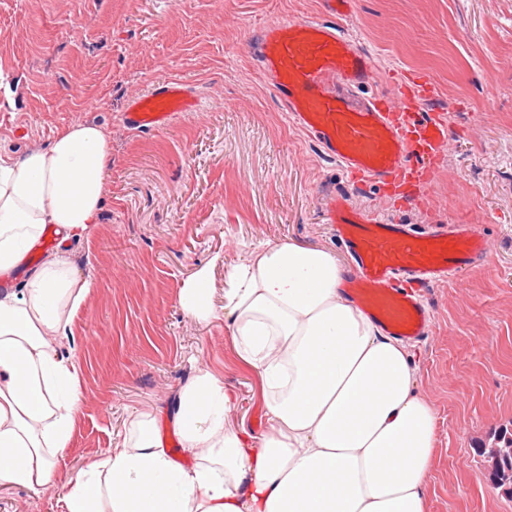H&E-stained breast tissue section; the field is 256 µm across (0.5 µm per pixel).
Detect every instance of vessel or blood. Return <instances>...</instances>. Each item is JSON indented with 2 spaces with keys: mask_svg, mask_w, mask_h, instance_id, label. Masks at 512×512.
Instances as JSON below:
<instances>
[{
  "mask_svg": "<svg viewBox=\"0 0 512 512\" xmlns=\"http://www.w3.org/2000/svg\"><path fill=\"white\" fill-rule=\"evenodd\" d=\"M352 2L323 0L322 19L268 23L252 49L289 123L355 184L425 189L449 146L448 125L413 103L362 95L373 61L335 21ZM198 104L189 84L171 79L128 98L120 119L130 131L155 132ZM329 224L354 267L346 277L351 298L383 333L411 341L430 331L420 289L474 265L488 248L482 225L434 224L415 232L356 208L342 194L330 198Z\"/></svg>",
  "mask_w": 512,
  "mask_h": 512,
  "instance_id": "b4317fda",
  "label": "vessel or blood"
}]
</instances>
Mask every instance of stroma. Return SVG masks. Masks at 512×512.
<instances>
[{"instance_id": "stroma-1", "label": "stroma", "mask_w": 512, "mask_h": 512, "mask_svg": "<svg viewBox=\"0 0 512 512\" xmlns=\"http://www.w3.org/2000/svg\"><path fill=\"white\" fill-rule=\"evenodd\" d=\"M323 14L321 0H0V151L23 156L78 122L103 125L112 147L98 227L68 253L90 283L67 329L80 371L72 439L48 486H0V512H66L71 478L139 411L173 437L175 396L201 368L236 397L229 425L263 432L258 382L223 316L198 322L179 291L214 255L234 263L258 244L340 253L327 224L335 193L417 230L483 225L486 256L426 290L431 334L412 350L436 409L429 512H512L475 451L512 427V0H355L342 21L374 58L371 93L434 85L418 107L443 117L451 146L411 205L353 188L289 123L252 53L266 22ZM173 77L199 110L159 132L125 129L127 98Z\"/></svg>"}]
</instances>
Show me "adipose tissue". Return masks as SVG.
Listing matches in <instances>:
<instances>
[{
	"instance_id": "ef3b65f1",
	"label": "adipose tissue",
	"mask_w": 512,
	"mask_h": 512,
	"mask_svg": "<svg viewBox=\"0 0 512 512\" xmlns=\"http://www.w3.org/2000/svg\"><path fill=\"white\" fill-rule=\"evenodd\" d=\"M112 163L105 129L75 123L44 148L0 153V272L21 265L45 225L63 245L90 237ZM90 283L45 258L0 296V485L46 486L68 447L78 403L74 351L58 339ZM209 266L180 289L210 322ZM224 325L259 380L267 428H232L222 375L197 370L172 415L191 458L174 460L155 417H131L121 441L78 472L67 512H428L436 411L419 393L410 348L347 298L329 250L265 243L224 267Z\"/></svg>"
}]
</instances>
